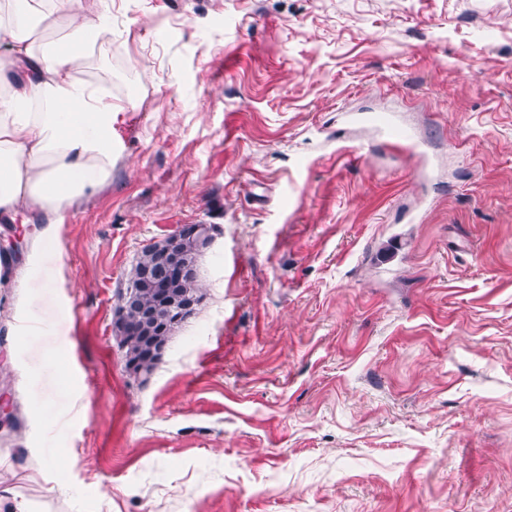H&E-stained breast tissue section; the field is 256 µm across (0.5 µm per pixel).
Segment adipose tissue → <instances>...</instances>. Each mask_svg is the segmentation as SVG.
I'll use <instances>...</instances> for the list:
<instances>
[{
    "instance_id": "obj_1",
    "label": "adipose tissue",
    "mask_w": 512,
    "mask_h": 512,
    "mask_svg": "<svg viewBox=\"0 0 512 512\" xmlns=\"http://www.w3.org/2000/svg\"><path fill=\"white\" fill-rule=\"evenodd\" d=\"M109 35L85 0H0V219L58 224L112 182L125 103L80 77Z\"/></svg>"
}]
</instances>
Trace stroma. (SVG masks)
<instances>
[{"label": "stroma", "mask_w": 512, "mask_h": 512, "mask_svg": "<svg viewBox=\"0 0 512 512\" xmlns=\"http://www.w3.org/2000/svg\"><path fill=\"white\" fill-rule=\"evenodd\" d=\"M89 5L124 150L0 272V483L40 512H512V0ZM182 224L217 227L203 300L138 378L117 291Z\"/></svg>", "instance_id": "obj_1"}]
</instances>
